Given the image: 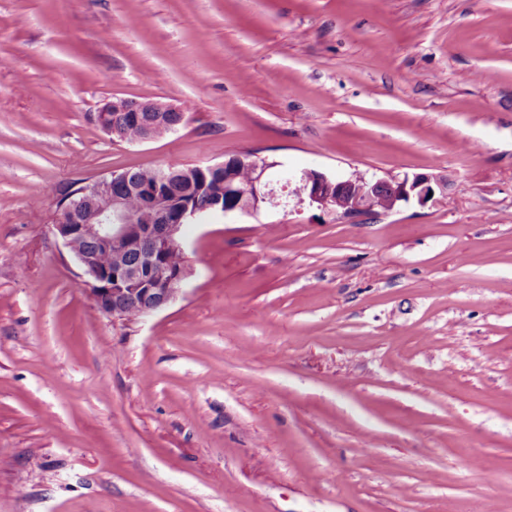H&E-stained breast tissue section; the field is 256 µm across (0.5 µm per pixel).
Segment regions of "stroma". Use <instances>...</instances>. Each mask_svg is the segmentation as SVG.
Instances as JSON below:
<instances>
[{
    "label": "stroma",
    "instance_id": "obj_1",
    "mask_svg": "<svg viewBox=\"0 0 512 512\" xmlns=\"http://www.w3.org/2000/svg\"><path fill=\"white\" fill-rule=\"evenodd\" d=\"M243 152L444 189L203 217L102 315L60 195ZM0 512H512V0H0ZM111 112H154L155 118L153 122L145 125L142 129L134 121L128 118V115L111 116ZM170 112H177L180 114L179 127H175L168 123V115ZM95 124L106 134L112 141L120 139L118 130L122 133V136L128 141L136 140L142 142L155 137V131L157 129V136L170 134L167 127H173L178 130L186 124L185 113L177 106L166 104L152 100H133L125 98H116L112 101L105 102L93 116ZM112 123L115 127L112 126ZM141 134V135H140Z\"/></svg>",
    "mask_w": 512,
    "mask_h": 512
}]
</instances>
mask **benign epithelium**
<instances>
[{
    "label": "benign epithelium",
    "mask_w": 512,
    "mask_h": 512,
    "mask_svg": "<svg viewBox=\"0 0 512 512\" xmlns=\"http://www.w3.org/2000/svg\"><path fill=\"white\" fill-rule=\"evenodd\" d=\"M113 112L155 113L154 121L142 129L141 142L154 138L157 128L168 125L171 112L180 114L179 126L186 124L185 113L174 105L116 98L105 102L93 116L95 124L113 140L119 138L118 130L112 126ZM247 162L254 169L255 178L241 195L246 203L230 206L219 198L212 207L224 213L240 208L256 213L271 194L273 183L280 182L285 174L287 184L298 183V203L349 219L392 213L412 200L422 206L442 189L441 182L427 174L339 179L314 169L293 172L277 161L253 154L248 155ZM182 175L180 167L169 166L161 182L147 190L140 185L135 170L114 171L81 185L55 211L52 232L74 255L81 270V285L103 315L122 321L130 317L144 318L163 311L176 300L189 271L186 268L172 271L161 264L159 258L170 250H183L181 229L194 223L198 214L189 205L176 201L174 186ZM135 193L144 198L139 212L127 207V197ZM384 196L391 199L392 206L382 211L377 201ZM144 236L153 241L154 253L135 267L120 262L103 267L93 255L79 247L81 241L92 238L110 252Z\"/></svg>",
    "instance_id": "7a95c632"
}]
</instances>
